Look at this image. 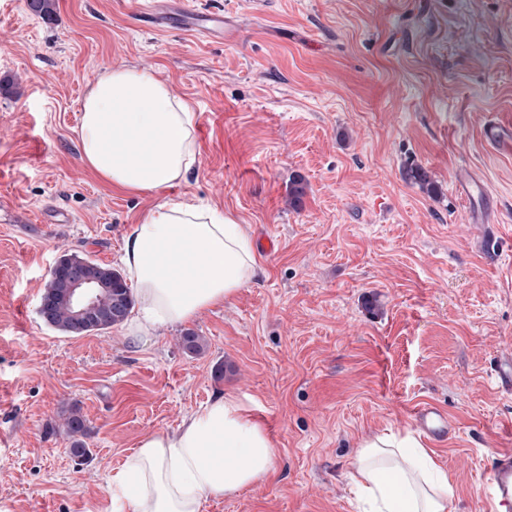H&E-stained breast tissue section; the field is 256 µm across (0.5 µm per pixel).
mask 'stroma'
<instances>
[{
    "label": "stroma",
    "instance_id": "35a3bbf8",
    "mask_svg": "<svg viewBox=\"0 0 512 512\" xmlns=\"http://www.w3.org/2000/svg\"><path fill=\"white\" fill-rule=\"evenodd\" d=\"M228 24L206 37L147 22L134 0H0V512H112L110 477L150 432L231 392L276 446L272 472L203 512H358L362 439L416 431L457 512H490L493 453L512 448V0H185ZM150 68L195 112L186 182L112 191L81 159L87 87ZM433 179L425 190L408 165ZM472 172L486 197H467ZM303 177L302 208L288 186ZM244 225L261 274L230 302L137 340L125 324L73 336L46 324L50 271L76 253L120 269L133 224L167 200ZM72 224L38 228L40 209ZM503 227L480 250L486 220ZM194 332L203 351L186 354ZM80 408L86 457L62 424ZM417 422L432 437H443L446 433L445 417L436 407L420 408L417 411Z\"/></svg>",
    "mask_w": 512,
    "mask_h": 512
}]
</instances>
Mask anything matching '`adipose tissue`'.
<instances>
[{
	"mask_svg": "<svg viewBox=\"0 0 512 512\" xmlns=\"http://www.w3.org/2000/svg\"><path fill=\"white\" fill-rule=\"evenodd\" d=\"M85 167L106 185L152 192L185 181L198 157L194 112L153 71L115 68L89 85L79 126ZM120 261L139 299L127 330L197 317L255 281L242 225L214 206L167 201L127 234ZM275 445L233 393L187 415L177 431L150 433L113 475L117 512H202L273 469ZM362 512H456L446 470L412 435L377 434L360 445L352 475Z\"/></svg>",
	"mask_w": 512,
	"mask_h": 512,
	"instance_id": "1",
	"label": "adipose tissue"
}]
</instances>
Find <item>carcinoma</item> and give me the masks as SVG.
I'll return each instance as SVG.
<instances>
[{
  "instance_id": "obj_1",
  "label": "carcinoma",
  "mask_w": 512,
  "mask_h": 512,
  "mask_svg": "<svg viewBox=\"0 0 512 512\" xmlns=\"http://www.w3.org/2000/svg\"><path fill=\"white\" fill-rule=\"evenodd\" d=\"M62 263L63 267L50 276L41 298L39 314L48 325L71 335H83L108 329L127 317L133 301L119 272L77 256L64 258ZM73 282H89L96 287L94 301L81 314L63 299ZM66 428L74 437L71 453L78 458L87 456L89 449L81 440L86 433V420L75 411L67 418Z\"/></svg>"
}]
</instances>
